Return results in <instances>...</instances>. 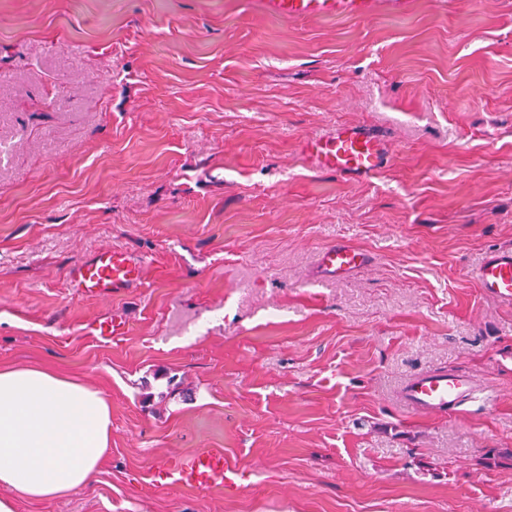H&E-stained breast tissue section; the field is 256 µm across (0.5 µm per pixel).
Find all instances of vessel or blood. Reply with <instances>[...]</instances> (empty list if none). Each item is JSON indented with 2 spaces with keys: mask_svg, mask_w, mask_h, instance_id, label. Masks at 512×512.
<instances>
[{
  "mask_svg": "<svg viewBox=\"0 0 512 512\" xmlns=\"http://www.w3.org/2000/svg\"><path fill=\"white\" fill-rule=\"evenodd\" d=\"M410 0H264L265 11L277 18L309 19L345 17L367 19L379 10L403 13ZM318 167L358 180L373 179L385 157L383 144L369 131L353 126L336 128L330 135L309 143ZM365 260L362 252L338 244L324 248L319 265L326 273L343 276ZM142 260L121 249L100 251L76 266L70 274V285L85 298H108L133 287L140 278ZM474 278L481 292L512 305V252L495 253L486 258L475 271ZM93 336L111 341L122 336L126 322L103 320L91 324ZM475 390L471 378L447 371H426L415 375L402 388V402L421 413L455 411ZM237 473L224 462L218 449L197 452L172 466L161 467L150 475L152 485H177L188 490L211 486L234 485Z\"/></svg>",
  "mask_w": 512,
  "mask_h": 512,
  "instance_id": "vessel-or-blood-1",
  "label": "vessel or blood"
}]
</instances>
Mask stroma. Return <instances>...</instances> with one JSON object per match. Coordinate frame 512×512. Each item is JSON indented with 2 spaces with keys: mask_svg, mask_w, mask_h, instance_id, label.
Wrapping results in <instances>:
<instances>
[{
  "mask_svg": "<svg viewBox=\"0 0 512 512\" xmlns=\"http://www.w3.org/2000/svg\"><path fill=\"white\" fill-rule=\"evenodd\" d=\"M339 126L386 147L372 180L308 155ZM0 142V366L112 405L95 481L17 512H512V306L474 279L512 250V0H0ZM338 243L368 261L323 276ZM112 248L139 283L78 296ZM433 370L479 398L403 406ZM209 448L236 488L149 485ZM409 0H264L265 11L277 18L309 19L345 17L367 19L381 8L393 13H404ZM142 269L139 257L121 249H106L76 266L70 285L82 297L108 298L136 285ZM93 336L105 341H112L125 333L126 321L112 318L111 320L98 321L88 326Z\"/></svg>",
  "mask_w": 512,
  "mask_h": 512,
  "instance_id": "stroma-1",
  "label": "stroma"
}]
</instances>
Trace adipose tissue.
I'll use <instances>...</instances> for the list:
<instances>
[{
	"label": "adipose tissue",
	"mask_w": 512,
	"mask_h": 512,
	"mask_svg": "<svg viewBox=\"0 0 512 512\" xmlns=\"http://www.w3.org/2000/svg\"><path fill=\"white\" fill-rule=\"evenodd\" d=\"M112 410L83 381L41 365L0 367V512L88 486L109 450Z\"/></svg>",
	"instance_id": "ef3b65f1"
}]
</instances>
